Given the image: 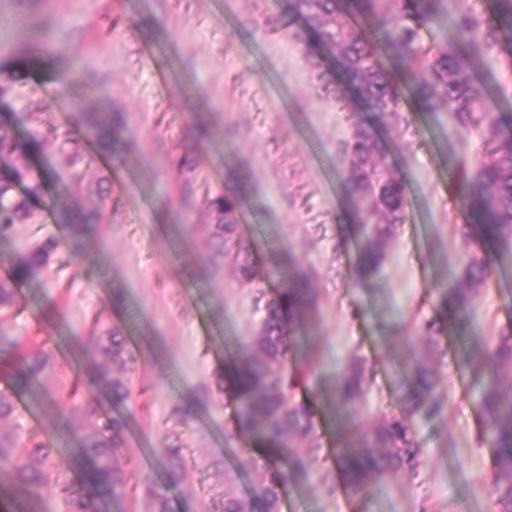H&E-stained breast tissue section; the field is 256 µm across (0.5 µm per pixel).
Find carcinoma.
I'll return each mask as SVG.
<instances>
[{
	"instance_id": "carcinoma-1",
	"label": "carcinoma",
	"mask_w": 512,
	"mask_h": 512,
	"mask_svg": "<svg viewBox=\"0 0 512 512\" xmlns=\"http://www.w3.org/2000/svg\"><path fill=\"white\" fill-rule=\"evenodd\" d=\"M303 24L300 41L310 36L311 49L323 45L335 56L345 83L365 101L387 128L403 118L404 104L419 112L452 115L459 137L479 134L484 139V159L476 167L450 150V194L467 223L458 225L471 241L470 223H482L480 242L470 250L462 273L436 293L438 317L420 327L431 338L428 356L415 360L399 377L396 396L400 415L359 418L354 404L365 398L376 381V371L361 354L349 350L345 364L331 382L336 408L351 419L349 429L336 440L334 463L354 495H361L376 481L419 467L414 435L409 422L432 426L447 422L448 390L436 367L448 357L441 336L452 329L467 331L471 296L493 273L512 269V114L487 112L488 88L478 77L489 58L512 71V0H495L490 9L474 5L458 11L446 0H289L288 19L268 23L290 29ZM446 30L441 42L425 40L432 30ZM35 56H51L62 75H77L65 49L36 39L30 46ZM80 121L51 127L44 138L26 142L0 123V241L15 238L17 228L34 218L32 201L44 194L43 180L31 174V157L43 144L56 145L61 157L81 177L85 155L80 143ZM112 154L121 162V119L112 118ZM344 164L341 183L354 206L353 232L357 240V279H371L382 267L395 227L404 221L409 206L406 178L386 162L385 142L362 122L353 124L348 139L336 146ZM215 223L208 225L206 244L226 268L246 283L268 285L254 296V324L249 349L226 366L218 393H197V404L178 403L164 420L162 465L171 485L180 484L186 471L179 449L181 435L191 430L195 407L214 404L231 410L224 421V441L250 442L233 449L235 473L224 472V496L203 502L204 512H280L288 491L308 479L299 449L314 461L323 448L317 420L323 404L311 392L319 354L309 331L317 308V292L299 272L281 274L254 251L246 248L240 233L241 197L226 189L207 197ZM119 208L112 187L99 188L89 219L108 222ZM61 242L48 235L33 242L10 275L0 281V332L12 327L22 312L18 292L37 282L56 288L51 262ZM45 327L12 337L0 348V379L8 387L0 391V501L22 489L24 499L12 504V512H44V498L56 490L63 512H128L127 503L144 494L147 512H171L169 498L150 487L140 488L127 447L129 420L116 412L129 408L149 393L152 386L133 376L115 378L112 366L133 362L126 338L118 327L94 317L85 342L97 357L93 377L73 364L58 359L49 345ZM461 367L470 372L477 403L484 418L479 436L495 445L492 488L495 512H512V324L500 329L489 345L475 340L463 355ZM53 385L51 408L64 417L80 416L73 427L77 454L74 467L58 462L61 443L55 436L32 425L31 411L43 409L41 392ZM28 399V411L17 407L13 395ZM260 448L259 455L253 447ZM255 476L262 492L258 500L237 494L240 476Z\"/></svg>"
}]
</instances>
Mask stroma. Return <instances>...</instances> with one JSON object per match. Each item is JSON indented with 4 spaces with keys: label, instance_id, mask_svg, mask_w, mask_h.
<instances>
[{
    "label": "stroma",
    "instance_id": "1",
    "mask_svg": "<svg viewBox=\"0 0 512 512\" xmlns=\"http://www.w3.org/2000/svg\"><path fill=\"white\" fill-rule=\"evenodd\" d=\"M287 0H0V74L14 77L0 98V121L20 139L74 115L99 120L121 113L134 149L115 162L95 138L93 162L75 181L54 147L33 156V173L50 196L35 206L36 221L20 239L51 233L63 246L53 262L59 288L23 287L24 310L12 335L45 323L59 340L60 359L77 358L86 373L96 359L84 345L88 320L114 322L145 375L155 384L147 406L134 409L128 440L141 482L167 488L173 506L223 493L224 476L210 460L229 456L223 410L203 413L184 449L189 474L168 488L157 458L160 427L173 402L212 386L230 356L225 337L252 334V286L239 283L214 259L204 240L211 219L207 191L240 186L243 240L265 260L287 258L314 279L318 312L312 328L324 376L351 347H360L377 373L359 414L397 412L391 360L410 363L425 353L416 332L394 333L400 321L436 313V291L455 280L468 244L448 193L449 150L471 162L483 155L479 137L459 138L448 112H412L391 130L392 159L404 173L409 209L384 265L369 281H354V245L346 230L347 202L336 153L349 138V112L324 89L320 74L335 72L328 53L312 59L267 18L287 12ZM67 49L80 77L60 85L55 64L28 65L34 27ZM65 103H58V90ZM41 101L27 117L29 98ZM186 144L197 167V193L185 205L169 158ZM111 176L121 208L112 223L81 229L96 180ZM125 306L113 310L112 300ZM362 310L352 316V307ZM512 323V273L493 274L474 296L468 332L488 341ZM448 421L414 423L421 467L374 483L365 502L346 488L332 460L333 421L319 424L323 456L307 462L311 481L287 494L281 512H492L486 477L494 446L477 437L481 413L470 377L454 364L441 369ZM335 485L326 495L324 485Z\"/></svg>",
    "mask_w": 512,
    "mask_h": 512
}]
</instances>
